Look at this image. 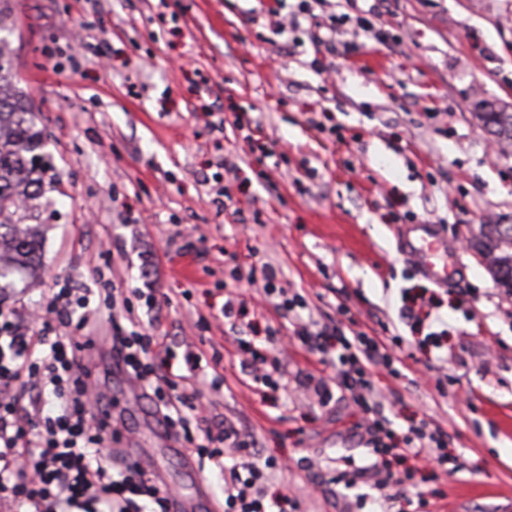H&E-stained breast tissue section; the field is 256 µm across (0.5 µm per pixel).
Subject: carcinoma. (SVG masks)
Here are the masks:
<instances>
[{"mask_svg": "<svg viewBox=\"0 0 512 512\" xmlns=\"http://www.w3.org/2000/svg\"><path fill=\"white\" fill-rule=\"evenodd\" d=\"M16 0H0V299L13 294L20 275L40 268L36 224L53 205L57 173L47 157L39 108L19 88L11 35ZM484 127L512 140V112H482ZM481 253L496 284L512 292V224H484Z\"/></svg>", "mask_w": 512, "mask_h": 512, "instance_id": "cac0c4a2", "label": "carcinoma"}]
</instances>
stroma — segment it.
I'll return each instance as SVG.
<instances>
[{
  "mask_svg": "<svg viewBox=\"0 0 512 512\" xmlns=\"http://www.w3.org/2000/svg\"><path fill=\"white\" fill-rule=\"evenodd\" d=\"M373 6L386 40L356 26ZM334 14L336 49L317 52L314 19ZM18 17L16 63L59 182L41 216V277L9 307L78 288L102 332L129 310L176 354L202 351L210 419L248 433L256 461L283 462L267 491L303 512H414L421 497L430 512H512V293L470 243L480 225L512 224V140L478 118L512 112V0H314L308 14L295 0H19ZM246 125L273 157L256 162ZM407 224L440 225L454 243L447 286L403 251ZM186 229L199 254L168 257ZM268 263L282 294L264 290ZM112 286L121 301L108 309L98 299ZM412 288L442 301L440 347L412 329ZM286 294L303 307L283 309ZM229 296L248 309L233 329ZM334 317L391 354L393 369H371L391 428L444 431L447 465L393 458L402 484L338 483L334 460L363 457L366 425L350 396L324 406L303 389L334 369L293 338ZM243 341L277 359L276 388L252 387ZM94 362L118 448L160 447L149 399L108 348Z\"/></svg>",
  "mask_w": 512,
  "mask_h": 512,
  "instance_id": "obj_1",
  "label": "stroma"
}]
</instances>
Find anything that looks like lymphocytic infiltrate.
I'll return each instance as SVG.
<instances>
[{
	"label": "lymphocytic infiltrate",
	"mask_w": 512,
	"mask_h": 512,
	"mask_svg": "<svg viewBox=\"0 0 512 512\" xmlns=\"http://www.w3.org/2000/svg\"><path fill=\"white\" fill-rule=\"evenodd\" d=\"M86 295L61 288L40 322L30 324L13 308L0 307V504L8 512H167L171 491L137 464L116 460L111 442L120 434L102 406L86 351L98 347L100 329L84 310ZM296 337L312 353L328 354L339 343L336 372L314 391L322 404L349 392L368 423L367 464L346 458L356 477L379 472V458L405 453L434 456L446 464L448 437L422 421L395 441L383 405L374 397L370 368L391 367L392 358L365 334L345 336L340 327ZM117 367L153 404L165 427L191 447L203 471L221 478L224 512H275L282 500L266 484L277 463H254L248 434L232 425L212 428L191 386L202 356L184 353V370L173 373L175 353L136 322H113L109 338ZM238 461L225 467V452Z\"/></svg>",
	"instance_id": "f902f5d3"
}]
</instances>
